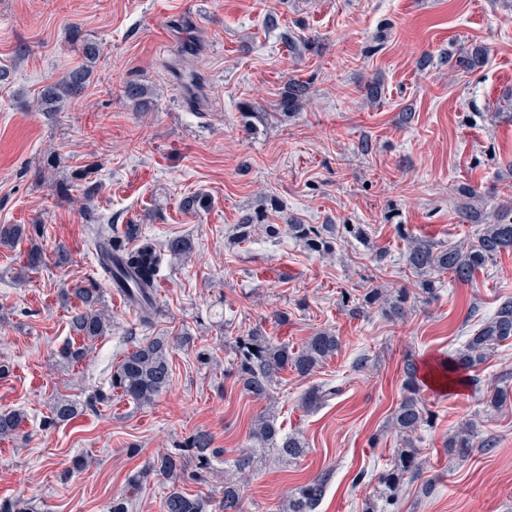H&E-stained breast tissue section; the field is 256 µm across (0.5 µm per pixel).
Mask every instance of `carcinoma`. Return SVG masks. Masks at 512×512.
<instances>
[{
	"label": "carcinoma",
	"instance_id": "obj_1",
	"mask_svg": "<svg viewBox=\"0 0 512 512\" xmlns=\"http://www.w3.org/2000/svg\"><path fill=\"white\" fill-rule=\"evenodd\" d=\"M98 47L85 43L82 52L85 62L68 69L59 79L43 89L41 106L51 111L63 108L77 101L91 77V62L96 58ZM485 64V54L477 46L457 57L455 66L463 72H472ZM307 94L306 84L293 81L288 83L280 109L285 113L297 112ZM124 95L134 103L137 112L150 110L152 102L147 89L137 84H127ZM97 164L89 162L75 174V179L84 182L83 198L86 208H92L97 183L87 180L95 172ZM267 210H255L234 226L230 242L240 244L250 240L255 228L261 226L270 236L286 232L300 241L307 250L328 254L334 248V237L329 224H296L290 220L285 224H268ZM89 244L94 250L102 279L112 285L114 291L133 307L140 325H152L159 311L157 303L158 271L165 258L181 260L194 249L193 240L188 236H176L158 247L141 235L138 224L125 225L119 233L112 228L95 225L90 229ZM43 226L40 224H1L0 247L12 249L21 241L29 242L27 263L17 269L15 279L23 280L28 270L39 263L43 248L40 240ZM512 251V209L494 216L493 221L482 225L478 237L467 249L445 248L426 239L408 240L404 259L406 267L421 293L432 298L436 293L435 275L447 272L455 280L466 282L474 272L503 252ZM78 301L77 311L69 319L70 339L58 350V356L65 362L75 364L82 361L91 343L109 333L112 323L100 309L103 289L95 280L83 281L65 291ZM411 292L400 288L387 296L380 288H366L352 308V314L359 315L376 304L395 319L405 316V304ZM512 340V298L499 304L495 313L473 330L462 349L452 361L443 366L445 372L471 371L483 364L502 343ZM340 339L335 333L320 330L304 342L298 350L286 344H276L272 337L259 329L234 337L232 342V364L229 374L244 390L258 399L272 396L275 377L288 369L300 377L317 372L328 359L336 355ZM172 346L168 337L145 338L125 353L112 371L109 391H100L97 399L107 402L112 393L131 399L140 405L153 403L167 387L172 375ZM417 364L407 359L403 365L404 389L406 395L391 418L392 428L398 432L401 448L397 449L386 469L377 476L378 489L362 504V512H398L400 492L403 487L420 476L421 449L417 448L418 431L432 424L434 415L419 401L420 379ZM339 389L330 385L312 388L303 400L306 409L311 410L333 399ZM76 412V405L66 398L54 400L46 423L58 424L69 420ZM22 422L19 413H0V440L17 434ZM473 427L460 426L448 436L447 451L450 455L469 456L473 449ZM250 440L272 450L288 460H296L306 451L301 437L283 432L274 414L265 412L257 418L250 432ZM223 452L212 447L211 436L199 431L174 452L163 453L148 466L130 475L127 486L136 490L149 478L168 486L163 501V512H242L243 496L237 474L249 469L254 462L253 448H244L234 460L235 473L224 474L221 497L199 491L188 494L183 490L185 482L197 484L209 482L212 470L211 459ZM329 474L317 477L294 487L280 504L279 512H316L322 500ZM0 512H34L31 501L24 498H0Z\"/></svg>",
	"mask_w": 512,
	"mask_h": 512
}]
</instances>
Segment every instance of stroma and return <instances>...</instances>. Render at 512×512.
Instances as JSON below:
<instances>
[{"mask_svg": "<svg viewBox=\"0 0 512 512\" xmlns=\"http://www.w3.org/2000/svg\"><path fill=\"white\" fill-rule=\"evenodd\" d=\"M86 41L101 51L82 97L41 111L39 91L83 63ZM478 45L486 65L457 70L460 53ZM0 69L9 73L0 82V224L44 227L43 260L26 281L14 277L26 243L0 248V363L11 366L0 412L24 416L17 436L0 440V498L35 501L40 512H108L129 474L199 431L221 450L208 486L215 494L270 409L306 453L288 463L263 453L245 475L244 512H278L287 489L325 472L317 512H360L400 444L390 417L404 395L405 359L422 368L447 360L512 298L504 253L469 282L442 276L435 298L412 300L401 320L377 306L353 316L341 304L342 293L368 286H412L408 238L448 248L474 240L478 225L458 214L469 191L481 194L488 218L512 203V0H0ZM293 79L309 88L301 109L275 112ZM375 80L382 96L373 102L366 85ZM129 83L150 91V111L124 97ZM86 158L100 184L90 215L72 185ZM195 192L210 196L209 211L181 209ZM271 196L279 209L270 223L336 225L334 252L322 257L260 231L230 245L234 225ZM93 216L141 225L159 246L187 235L195 249L163 262L150 327L105 288L112 329L71 366L55 356L75 307L61 290L97 275ZM348 224L362 225L367 240L347 234ZM257 327L294 349L329 329L341 347L311 377L281 372L272 401H259L225 374L231 336ZM185 332L191 344L173 354L171 381L152 405L120 395L96 402L126 349ZM202 348L210 363L198 359ZM465 378L420 387L435 419L420 434L421 476L399 512H512V404L486 405L488 391L512 390V341ZM329 382L341 395L306 411V392ZM61 395L81 414L44 428ZM467 422L495 447L445 454ZM78 455L86 470L60 481Z\"/></svg>", "mask_w": 512, "mask_h": 512, "instance_id": "obj_1", "label": "stroma"}]
</instances>
